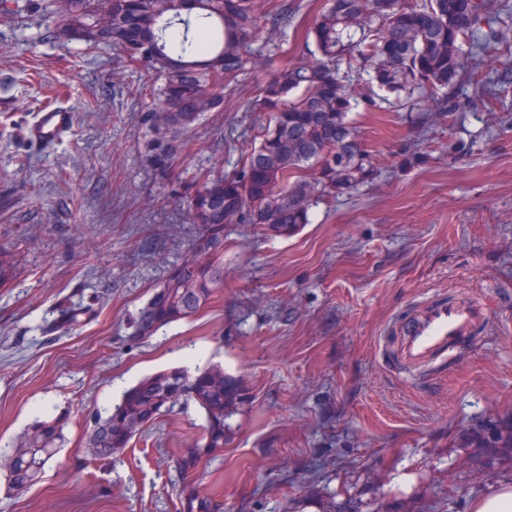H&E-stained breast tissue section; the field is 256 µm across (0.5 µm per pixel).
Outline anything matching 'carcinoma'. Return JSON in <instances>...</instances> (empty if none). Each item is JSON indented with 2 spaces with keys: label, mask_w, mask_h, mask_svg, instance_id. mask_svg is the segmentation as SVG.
<instances>
[{
  "label": "carcinoma",
  "mask_w": 512,
  "mask_h": 512,
  "mask_svg": "<svg viewBox=\"0 0 512 512\" xmlns=\"http://www.w3.org/2000/svg\"><path fill=\"white\" fill-rule=\"evenodd\" d=\"M501 0H325L299 43L288 49L287 30L298 28L288 0H40L37 12L56 43L80 41L85 51H120L124 66L147 77L142 99L145 161L162 179L186 148L184 136L208 112L224 111L243 91L240 78L261 65L252 45L261 18L282 35L283 68L253 87L247 111L261 112L256 142L226 172H201L202 184L183 203L201 229L192 247L128 325L144 341L161 328L195 316L224 287V225L252 224L260 234L285 236L309 223L318 199L354 188L374 172L372 155L349 115L414 112L428 124L467 107L494 112L495 87L512 85V24ZM506 66L482 77L471 60ZM368 79H363V75ZM483 91L450 95L461 79ZM84 309L65 305L57 332L79 322ZM240 379L219 366L190 373L174 368L126 389L106 415L93 420L90 455L112 461L155 420L179 406L202 412L201 438L176 459L186 481L201 462L220 456L231 441L228 419L245 401ZM70 413L35 421L12 448L0 450L8 491L34 485L63 448ZM460 446L494 463L512 459V413L465 431ZM182 512H223L218 494L188 493Z\"/></svg>",
  "instance_id": "obj_1"
}]
</instances>
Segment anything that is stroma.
Here are the masks:
<instances>
[{
  "label": "stroma",
  "instance_id": "35a3bbf8",
  "mask_svg": "<svg viewBox=\"0 0 512 512\" xmlns=\"http://www.w3.org/2000/svg\"><path fill=\"white\" fill-rule=\"evenodd\" d=\"M118 61L109 47L52 42L36 14H0V448L71 412L67 445L26 492L0 488V512H180L187 484L174 461L200 432L196 407L160 416L110 462L90 459L84 434L128 387L186 365H222L247 392L232 442L192 483L220 493L224 512H300L308 497L341 512H466L512 481V463L486 465L458 442L512 413V92L451 129L353 113L375 174L318 201L291 236L225 225L223 291L138 343L132 315L199 232L180 199L198 169H232L255 115L232 98L156 179L142 158L140 74L113 82ZM56 99L73 132L27 145L25 123ZM434 295L487 301L496 320L413 374L390 322ZM69 303L86 314L46 333Z\"/></svg>",
  "mask_w": 512,
  "mask_h": 512
}]
</instances>
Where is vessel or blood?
<instances>
[{"label":"vessel or blood","instance_id":"1","mask_svg":"<svg viewBox=\"0 0 512 512\" xmlns=\"http://www.w3.org/2000/svg\"><path fill=\"white\" fill-rule=\"evenodd\" d=\"M73 126L74 114L68 105H48L27 123L23 138L46 148L61 141ZM490 320L488 307L480 301L434 298L392 322L390 333L398 338L397 359L406 367H429L447 360L449 353L470 345Z\"/></svg>","mask_w":512,"mask_h":512}]
</instances>
